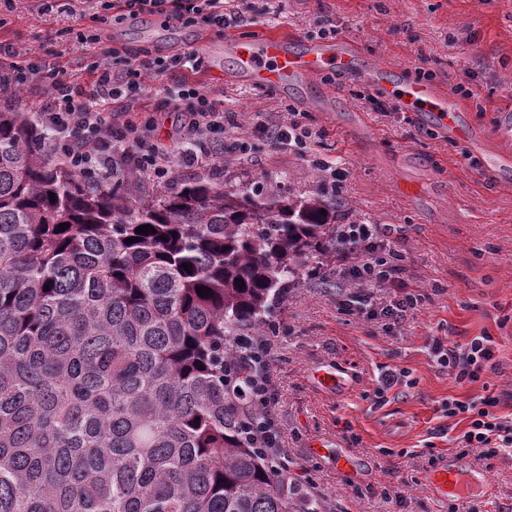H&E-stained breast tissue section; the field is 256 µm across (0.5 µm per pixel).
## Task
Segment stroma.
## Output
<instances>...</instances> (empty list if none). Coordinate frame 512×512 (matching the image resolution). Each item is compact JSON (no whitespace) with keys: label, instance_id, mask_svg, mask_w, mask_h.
<instances>
[{"label":"stroma","instance_id":"obj_1","mask_svg":"<svg viewBox=\"0 0 512 512\" xmlns=\"http://www.w3.org/2000/svg\"><path fill=\"white\" fill-rule=\"evenodd\" d=\"M261 16L236 28L253 38L272 28L315 40L317 19L335 23L336 43H353L361 66L386 63L396 80L432 71V84L445 89L471 80L479 104L463 101L462 124L499 148L500 124L512 117V0H255ZM98 0H74L71 10L46 12L43 0H11L0 9V42L17 63L41 59L81 78L85 65L112 48L165 53L193 42H209L213 56L194 82L223 100L249 132L255 113L276 120L298 113L317 136L313 153L348 172L336 194L369 224L387 226L404 260L402 283L383 289L384 299L403 291L426 293L395 335L376 322L338 309L339 295H361L359 284L336 276V255L316 258L317 276L293 288L280 316L288 327L273 366L279 391L277 412L285 452L293 468L305 467L309 496L323 512H512V453L491 459L462 454L455 439L465 430L456 419L439 418L441 403L490 393L499 411L512 413V175L484 167L472 142L448 137L429 117L405 123L399 115L372 111L358 99L361 79H297L287 91L259 90L232 75L224 34L215 27H175L140 15L122 23L94 25ZM98 29L101 41L82 45L80 31ZM236 186L249 187L269 173L294 194L319 191L325 177L293 150L260 146L253 153L225 154ZM491 336L498 372L479 382L457 384L439 370L434 340L464 343ZM336 371L341 382L324 388L317 370ZM407 372L411 383L373 401L385 370ZM351 456L353 472L336 467L338 451ZM483 470L489 490L445 501L429 484L445 461Z\"/></svg>","mask_w":512,"mask_h":512}]
</instances>
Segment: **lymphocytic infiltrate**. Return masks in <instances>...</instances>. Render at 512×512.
Returning <instances> with one entry per match:
<instances>
[{
    "instance_id": "lymphocytic-infiltrate-1",
    "label": "lymphocytic infiltrate",
    "mask_w": 512,
    "mask_h": 512,
    "mask_svg": "<svg viewBox=\"0 0 512 512\" xmlns=\"http://www.w3.org/2000/svg\"><path fill=\"white\" fill-rule=\"evenodd\" d=\"M119 8L129 16L147 13L160 16L181 26L236 27L243 22L241 13L227 10L225 0H103V10ZM204 59L195 50L173 51L152 58L155 73L174 74L172 85L163 89L162 109L183 116L179 134L184 145L171 151L152 136L153 120L134 121L133 113L141 111L143 80L140 70L96 60L89 66L88 86L73 82L63 69L43 62L30 61L0 69V86L18 90L44 89L48 101L38 115L40 124L51 132L50 151L75 171L84 174L136 172L140 177L162 180L169 178L177 162L212 161L224 154L225 146L217 135L236 127L235 113L225 110L222 102L212 98L199 84L180 79L183 71L200 72ZM315 134L299 120L290 124L258 116L250 137L234 140L238 155H246L256 144L306 151ZM336 256L344 262V274L369 287L360 308L361 314L377 321L382 331L392 332L407 311L416 309L418 297L382 301L376 296L386 284L396 281L403 272L402 256L388 233L375 224H342L337 228ZM433 354L441 369L448 371L456 383L477 382L485 372L496 371V350L488 336H477L469 342L451 345L434 342ZM274 343L270 336L255 339L238 354V383L249 391V410L255 411L254 431L275 455L279 471L289 487L308 486L307 471H292L283 453L281 425L273 410L275 394L272 365ZM496 396L472 399H448L442 403L443 417L466 420L465 431L456 442L463 450H478L490 459L512 452V414L500 415Z\"/></svg>"
}]
</instances>
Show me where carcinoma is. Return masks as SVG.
<instances>
[{
  "mask_svg": "<svg viewBox=\"0 0 512 512\" xmlns=\"http://www.w3.org/2000/svg\"><path fill=\"white\" fill-rule=\"evenodd\" d=\"M46 139L0 109V512H319L228 390L238 347L336 245V198L265 174L132 200Z\"/></svg>",
  "mask_w": 512,
  "mask_h": 512,
  "instance_id": "carcinoma-1",
  "label": "carcinoma"
}]
</instances>
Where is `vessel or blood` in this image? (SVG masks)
Masks as SVG:
<instances>
[{"mask_svg": "<svg viewBox=\"0 0 512 512\" xmlns=\"http://www.w3.org/2000/svg\"><path fill=\"white\" fill-rule=\"evenodd\" d=\"M224 47L231 53L239 77L270 92L280 91L295 77L314 78L330 66L347 74L360 69L358 56L350 44L335 49L321 43L299 47L294 37L283 30H270L260 37L245 39L230 33L224 39ZM365 75L394 100L400 111L433 117L449 137L472 138V131L457 119L460 107L456 99L447 92L422 81L391 80L389 68L383 64L366 70ZM430 483L439 498L463 499L471 490L488 486L489 479L482 471L464 472L456 465L445 463L432 472Z\"/></svg>", "mask_w": 512, "mask_h": 512, "instance_id": "1", "label": "vessel or blood"}]
</instances>
